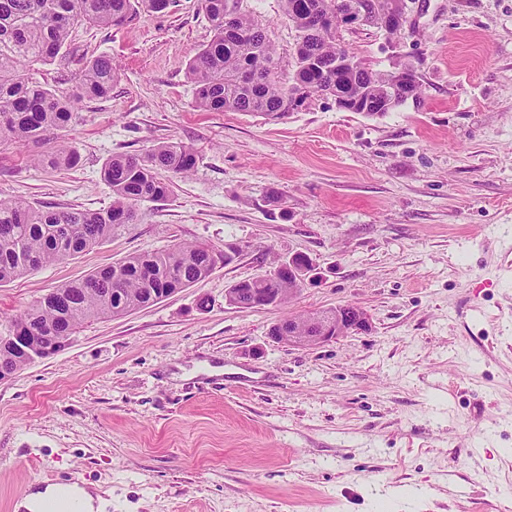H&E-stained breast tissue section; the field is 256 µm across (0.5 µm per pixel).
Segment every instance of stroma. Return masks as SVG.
Listing matches in <instances>:
<instances>
[{"mask_svg":"<svg viewBox=\"0 0 512 512\" xmlns=\"http://www.w3.org/2000/svg\"><path fill=\"white\" fill-rule=\"evenodd\" d=\"M283 72L280 0H245ZM398 38L346 34L372 69L412 64L418 98L381 115L314 97L279 120L203 112L187 65L213 38L200 0L119 28L78 27L71 86L111 57L108 97L39 142L0 145V195L99 211L112 155L192 146L191 173L138 203L104 243L0 285V333L61 284L131 253L205 243L208 277L0 383V512L32 485L85 482L107 512H377L391 490L424 512H512V0H410ZM73 141V168L35 166ZM301 253L312 284L279 308L224 302ZM353 304L369 331L312 348L273 339L289 314ZM467 497H460V490Z\"/></svg>","mask_w":512,"mask_h":512,"instance_id":"35a3bbf8","label":"stroma"}]
</instances>
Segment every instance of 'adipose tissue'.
Masks as SVG:
<instances>
[{
	"instance_id": "1",
	"label": "adipose tissue",
	"mask_w": 512,
	"mask_h": 512,
	"mask_svg": "<svg viewBox=\"0 0 512 512\" xmlns=\"http://www.w3.org/2000/svg\"><path fill=\"white\" fill-rule=\"evenodd\" d=\"M58 512H105L108 502L95 489L85 484H48L25 493L20 499V512H45L46 505Z\"/></svg>"
}]
</instances>
